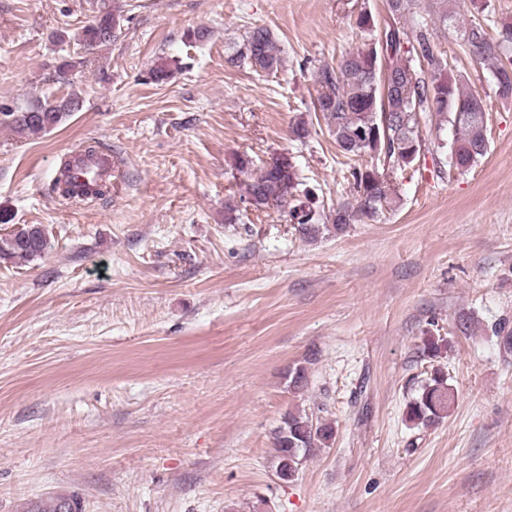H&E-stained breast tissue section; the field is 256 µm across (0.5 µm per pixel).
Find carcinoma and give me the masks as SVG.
Returning <instances> with one entry per match:
<instances>
[{
    "label": "carcinoma",
    "mask_w": 512,
    "mask_h": 512,
    "mask_svg": "<svg viewBox=\"0 0 512 512\" xmlns=\"http://www.w3.org/2000/svg\"><path fill=\"white\" fill-rule=\"evenodd\" d=\"M417 0H386L387 17L376 23L372 12L362 8L356 25L361 45L348 52L334 67L317 72V100L330 136L339 153L357 162L349 171L348 183L354 201L337 205L332 215L334 228L372 220L390 204L392 175L398 169L415 165L421 159L432 133H423L421 115L444 119L454 129L452 140L435 138L437 148L446 150L449 169L464 172L486 156L490 140L484 100L464 77L447 74L451 65L430 39L435 25L459 24V34L469 54L496 78L512 70V25L497 30V43L491 42L489 0H469L472 19L460 18L448 0H431L428 18L415 19ZM120 24V15L102 9L92 23L83 27L75 40L94 49L108 42L103 30ZM232 61L257 72L273 73L283 68L282 50L266 27L247 32L234 52ZM81 97L69 93L60 99L39 100L23 112H12L10 125L20 134H39L64 122L79 111ZM368 157L366 163L360 159ZM248 156L238 159V169L247 175L243 197L256 208L281 205L296 200L302 178L292 158L279 155L258 171L252 170ZM53 192L64 201H85L73 182L70 163H64L53 183ZM305 200L291 208L290 215L304 235L319 231L316 212ZM48 245L43 228L25 225L0 238V259L33 260ZM307 384L306 368L296 365L288 371V387L295 392ZM455 395L443 371L436 369L420 386L406 406L405 418L416 424L433 425L448 416ZM333 437L331 425L315 422L304 410L287 412L274 432L276 473L295 474L313 449ZM72 501L71 512H83L77 493H51L23 506L21 512H62V501Z\"/></svg>",
    "instance_id": "carcinoma-1"
}]
</instances>
